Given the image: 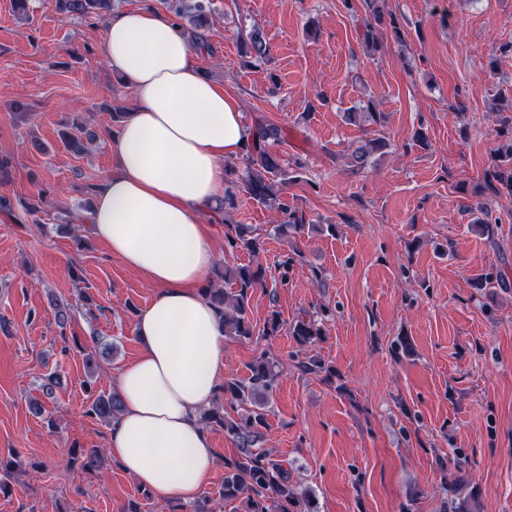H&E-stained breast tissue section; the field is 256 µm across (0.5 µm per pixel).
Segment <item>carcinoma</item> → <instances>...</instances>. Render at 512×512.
Returning <instances> with one entry per match:
<instances>
[{
	"label": "carcinoma",
	"mask_w": 512,
	"mask_h": 512,
	"mask_svg": "<svg viewBox=\"0 0 512 512\" xmlns=\"http://www.w3.org/2000/svg\"><path fill=\"white\" fill-rule=\"evenodd\" d=\"M60 10L75 12L87 18L100 17L112 10L114 0H55ZM166 8L176 17L187 19L192 37L202 42L209 29V16L203 0H164ZM378 0H366L368 18L363 21L362 44L370 54L383 47L384 34L381 31L383 18L377 7ZM269 46L259 30H252L242 42L241 57L245 66H254L268 58ZM348 123L358 126L376 125L381 127L387 114L376 111L372 102L345 113ZM96 134L82 122L64 128L60 141L68 152L81 155L87 150L85 142L93 141ZM282 134L273 124L257 123L252 127V140L247 147L244 167L235 162L224 161V212L239 207L241 191L251 199L277 213L279 223L274 231L280 236L294 235L304 230L303 219L299 218L283 187L288 184V170L281 165L273 146L280 143ZM386 148L381 138H366L358 142L349 157V164L362 169ZM482 188L496 195L512 198V128L499 133V145L494 149V164L485 169ZM226 245L231 250H244L251 256L264 250L265 241L253 235L244 224H230L225 233ZM267 270L258 263L249 262L225 266L220 273L224 285L215 288L208 285L203 295L214 305L219 314L224 336L231 339H250L255 335L270 337L277 335L283 321L277 310H272L262 330L255 331L247 311L255 289L265 284ZM475 287L487 291L494 299L495 289L508 288L506 274L500 268L489 267L480 270L475 277ZM332 315L328 307L312 315L299 316L289 325L288 333L300 350L314 345L324 336V323ZM297 368L305 374L323 375L328 381L335 376L333 367L321 358L310 356L299 362ZM250 374L243 380L233 379L224 383L212 406L201 414L202 424L224 429L239 443L240 455L224 461V484L219 495L224 506L231 512H317L310 492L297 491L291 480L288 467L273 453L257 447L263 438V429L268 427L269 396L281 373V363L267 352H262L249 364ZM121 402L114 393L100 394L89 404L87 414L100 421L110 423L120 412ZM443 474L442 489L446 495V512H473L478 497L475 489L462 494L466 483L462 477L448 476V462L439 461Z\"/></svg>",
	"instance_id": "cac0c4a2"
}]
</instances>
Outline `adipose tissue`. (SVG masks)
I'll use <instances>...</instances> for the list:
<instances>
[{
  "label": "adipose tissue",
  "mask_w": 512,
  "mask_h": 512,
  "mask_svg": "<svg viewBox=\"0 0 512 512\" xmlns=\"http://www.w3.org/2000/svg\"><path fill=\"white\" fill-rule=\"evenodd\" d=\"M135 106L112 134V169L88 214L94 237L156 293L139 311V356L115 380L107 448L159 501H194L217 452L200 421L224 376L226 339L201 288L216 259L205 216L224 162L251 138L238 99L204 77L184 30L148 7L112 14L101 43Z\"/></svg>",
  "instance_id": "adipose-tissue-1"
}]
</instances>
